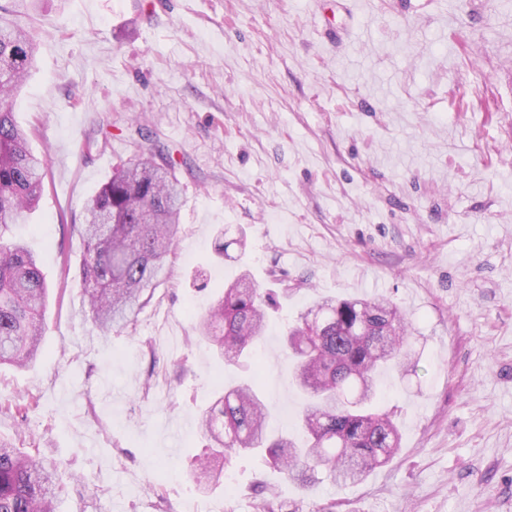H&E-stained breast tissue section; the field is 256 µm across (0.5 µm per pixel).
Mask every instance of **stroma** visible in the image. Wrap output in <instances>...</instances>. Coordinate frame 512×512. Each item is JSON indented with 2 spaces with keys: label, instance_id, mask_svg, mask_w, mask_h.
<instances>
[{
  "label": "stroma",
  "instance_id": "stroma-1",
  "mask_svg": "<svg viewBox=\"0 0 512 512\" xmlns=\"http://www.w3.org/2000/svg\"><path fill=\"white\" fill-rule=\"evenodd\" d=\"M13 102L44 156L19 224L50 284L43 355L0 366V438L60 464L58 512H512V0H46ZM168 147L181 233L134 325L98 332L75 232L138 129ZM287 289L258 367L197 320L238 264ZM404 312L413 370L385 371L401 448L345 488L300 489L262 458L198 489L200 412L251 372L273 430L302 398L286 323L324 297ZM29 404L26 417L9 405ZM228 230L220 232L215 241V254L218 259L239 262L246 254V236L239 230L234 237H226ZM225 237V239H224ZM234 246L235 254H230V247Z\"/></svg>",
  "mask_w": 512,
  "mask_h": 512
}]
</instances>
